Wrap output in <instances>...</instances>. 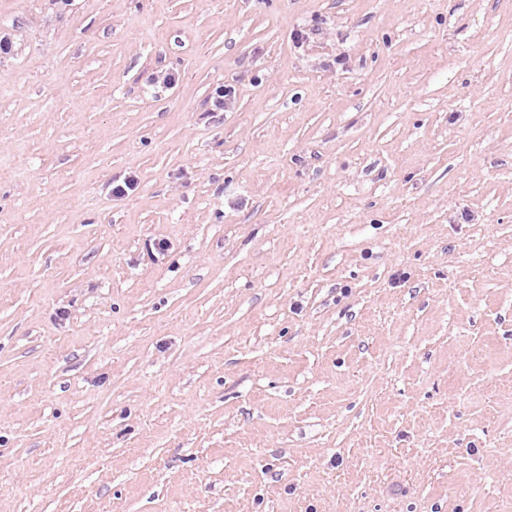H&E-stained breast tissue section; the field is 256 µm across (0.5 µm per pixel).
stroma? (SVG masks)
Segmentation results:
<instances>
[{
	"instance_id": "1",
	"label": "stroma",
	"mask_w": 512,
	"mask_h": 512,
	"mask_svg": "<svg viewBox=\"0 0 512 512\" xmlns=\"http://www.w3.org/2000/svg\"><path fill=\"white\" fill-rule=\"evenodd\" d=\"M1 35L0 512H512V0Z\"/></svg>"
}]
</instances>
